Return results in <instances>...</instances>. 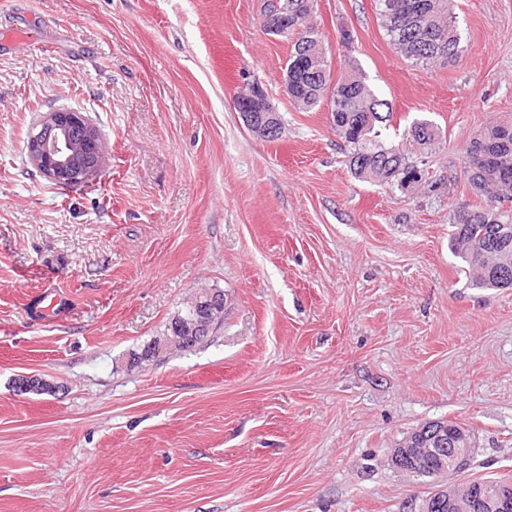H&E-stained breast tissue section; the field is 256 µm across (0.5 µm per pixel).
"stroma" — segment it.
<instances>
[{"mask_svg":"<svg viewBox=\"0 0 512 512\" xmlns=\"http://www.w3.org/2000/svg\"><path fill=\"white\" fill-rule=\"evenodd\" d=\"M463 52L415 66L374 0H318L333 77L354 65L386 144L434 182L354 178L326 107L282 91L290 42L263 0H10L0 31V512H408L438 478L393 448L469 430L453 478H512V288L467 287L450 198L464 149L512 117V0H453ZM352 35L342 44L340 30ZM266 92L282 137L234 107ZM96 126L106 159L60 189L26 143L47 113ZM438 129L409 144L418 120ZM67 300L43 319L40 289ZM223 290L214 338L150 362L184 299ZM34 375L53 392L18 393ZM437 127L428 120H419L414 122L407 132L410 137V143L418 145L424 149L430 146L438 137Z\"/></svg>","mask_w":512,"mask_h":512,"instance_id":"35a3bbf8","label":"stroma"}]
</instances>
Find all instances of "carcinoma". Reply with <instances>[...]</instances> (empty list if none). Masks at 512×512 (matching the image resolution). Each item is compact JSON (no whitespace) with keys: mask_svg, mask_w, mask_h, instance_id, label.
Returning <instances> with one entry per match:
<instances>
[{"mask_svg":"<svg viewBox=\"0 0 512 512\" xmlns=\"http://www.w3.org/2000/svg\"><path fill=\"white\" fill-rule=\"evenodd\" d=\"M306 0H279L288 11V36L292 42L286 66L288 80L293 84L291 101L298 108L312 111L329 96L330 80L319 73L323 35L312 23ZM419 0H375L381 26L390 45L415 65L428 66L458 59L461 34L451 0H438L439 9L424 16L416 13ZM430 26L445 36L446 45L420 40L417 30ZM336 91V112L332 122L336 135L347 148L346 162L351 173L360 181L388 187L419 186L428 181L425 173H417V164L409 161L404 151L388 146L381 139L380 112L386 102L377 98L358 70L351 68L342 76ZM249 95L235 98L236 109L244 112L248 129L267 141L283 135L270 136L261 132L267 120L265 112H248ZM410 142L424 149L438 137L437 127L428 120L414 122L407 132ZM464 175L472 193L480 198L473 204L455 199L452 208L451 246L463 266L468 285L472 288H512V122L492 121L471 137L465 149ZM445 434L429 438L419 432L408 436L404 445L393 449L402 454L408 469L420 477L433 473L451 476L453 472L441 463L432 448L455 441V447L471 444L455 421L435 422Z\"/></svg>","mask_w":512,"mask_h":512,"instance_id":"1","label":"carcinoma"}]
</instances>
